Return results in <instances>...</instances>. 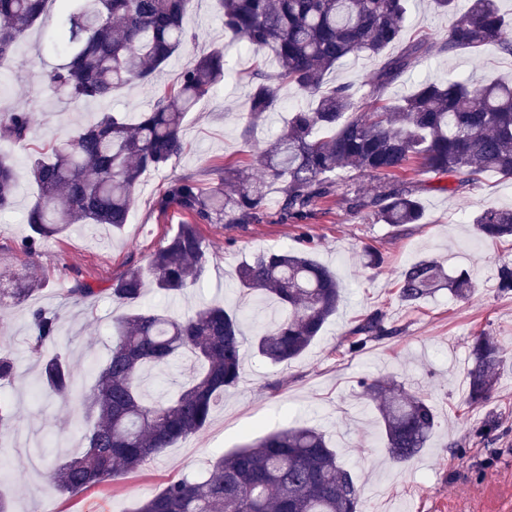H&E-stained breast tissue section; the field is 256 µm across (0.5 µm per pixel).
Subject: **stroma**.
Segmentation results:
<instances>
[{"instance_id": "obj_1", "label": "stroma", "mask_w": 512, "mask_h": 512, "mask_svg": "<svg viewBox=\"0 0 512 512\" xmlns=\"http://www.w3.org/2000/svg\"><path fill=\"white\" fill-rule=\"evenodd\" d=\"M185 27L189 40L151 83L131 84L103 104L74 106L47 91L43 74L60 62L47 47L51 24L31 28L12 60L0 67V113L27 110L36 139L61 142L100 108L130 113L151 108L195 56L218 47L225 50L223 83L187 115L183 153L165 170L142 177L122 231L75 224L45 241L36 254L26 255L22 243L30 229L25 215L35 188L26 153L0 145V152L12 157L20 183L13 207L0 212V272L23 273L46 283L29 302L0 303V343L10 346L18 359L14 380L0 386V412L11 424L38 430L60 457L85 448L81 433L89 424L86 406L119 314L109 287L129 268L146 267L153 251L184 220L174 210L160 213L157 196L169 179L192 176L207 185L216 181L224 164L253 160L252 146L240 135L242 115L251 72L259 65L273 72L272 55L240 43L225 44L214 0H193ZM446 74L512 80V56L491 47L434 54L412 70L408 82L388 86L382 96L395 99L409 92L413 82ZM402 178L419 188L420 223H379L368 212L350 210L338 195L320 204L306 225L292 224L279 219L278 192L273 189L260 223L201 225L207 260L198 283L174 298L148 292L145 306L186 314L201 304L222 303L239 314L245 335H252L274 305L242 299L237 266L263 250L303 248L307 234L312 258L329 267L345 290L336 315L306 353L288 365L270 364L246 350L240 382L225 392L223 405L201 432L179 440L137 472L78 496L57 491L38 458L18 446L13 433H6L0 443L12 448L10 464L17 476L0 479V496L10 502L12 512H45L49 507L54 512H132L139 500L168 482L205 473L220 455L272 429L303 422L330 437L361 491L362 512H497L498 500L512 498V293L497 287L499 266L512 263V238H477L471 219L487 207L511 208L512 180L490 173L477 184L440 191L416 170ZM367 245L381 253L380 268L366 267L362 251ZM423 258L439 261L451 276L467 271L475 285L473 295L459 301L443 288L419 306L402 304L397 296L400 275ZM80 282L99 288L94 307L69 301V290ZM37 307L61 314L56 347L75 374L77 391L71 397L49 398L38 391L40 368L27 348L31 311ZM374 312L383 314L392 335L349 352L350 332ZM481 332L494 336L511 359L498 370L491 400L472 409L463 403L465 370L471 338ZM363 377L406 383L435 406L439 427L410 463L396 464L386 455L378 413L359 395L357 382ZM491 416L500 420L499 429L479 435L482 422Z\"/></svg>"}]
</instances>
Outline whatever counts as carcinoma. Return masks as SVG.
Here are the masks:
<instances>
[{
  "instance_id": "cac0c4a2",
  "label": "carcinoma",
  "mask_w": 512,
  "mask_h": 512,
  "mask_svg": "<svg viewBox=\"0 0 512 512\" xmlns=\"http://www.w3.org/2000/svg\"><path fill=\"white\" fill-rule=\"evenodd\" d=\"M192 0H0V63L10 58L33 26L43 23L47 5H57L51 34L62 63L47 75L50 91L69 102L106 101L126 86L149 83L187 40L183 21ZM412 0H216L224 31L243 38L256 51L271 52L272 73H251L248 112L241 136L254 131L281 109V90L293 87L309 103L288 110L274 138L259 148L255 163L227 165L209 187L192 177L171 180L159 194L162 214L176 209L187 216L177 231L151 255L147 271L129 270L109 288L112 300L131 307L113 323L114 337L97 374L89 406L85 450L59 458L34 449L56 488L78 495L93 486L136 471L148 458L200 432L243 372L244 338L240 316L220 304L188 315L141 307L144 273L156 292L170 298L200 278L206 249L201 224H258L266 215L267 183L279 188L281 220L301 224L315 206L339 190L356 212L378 221L417 224L422 209L411 183L398 175L415 164L438 178L472 185L488 172L512 179V83H474L467 78H427L397 101L382 90L402 80L416 60L432 50L451 53L494 47L512 55L504 31L512 20L498 0H433V8L452 18L440 42L416 39L387 58L381 70L359 87L324 88L325 77L348 57L379 56L404 43V22ZM220 48L182 69L154 106L128 122L121 112L103 111L63 144L44 143L28 154L37 188L27 211L30 235L23 248L33 252L73 224H107L113 231L128 223L130 205L142 176L169 166L184 150L182 126L196 103L224 80ZM0 140L30 145L25 112L0 115ZM381 182L370 194L358 180ZM231 185L224 189V183ZM19 190L13 161L0 157V209L12 205ZM480 238L512 237V210L486 208L472 221ZM245 296H264L278 304L280 319L262 327L254 350L272 364L299 359L336 314L344 290L328 268L305 250L269 249L237 269ZM43 284L0 273V301L23 303ZM470 275L448 276L434 259L408 267L398 283L399 299L410 306L438 288L457 299L471 292ZM102 293L88 283L70 289L75 304ZM29 351L42 358L41 385L65 397L75 381L60 354L43 358L56 339L60 315L32 309ZM380 313L364 317L348 337L351 351L389 336ZM180 356L192 372L173 391L150 396L144 374L167 373ZM465 371L468 406L487 402L507 353L481 332L472 338ZM17 358L0 346V381L12 378ZM360 395L376 403L382 444L395 462L413 459L438 426L427 396L397 383L363 378ZM359 490L325 434L311 426L290 427L244 444L217 458L200 479L182 477L141 502L133 512H360Z\"/></svg>"
}]
</instances>
